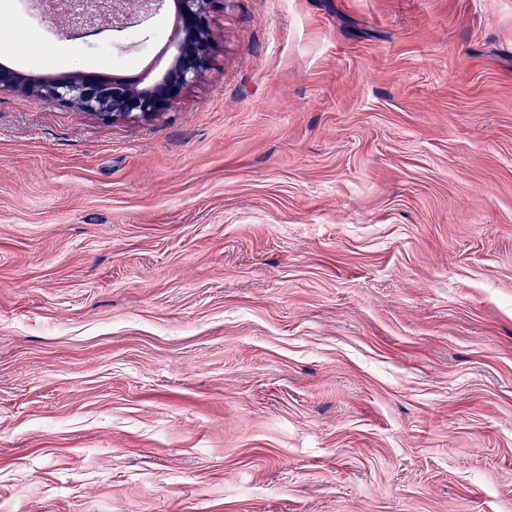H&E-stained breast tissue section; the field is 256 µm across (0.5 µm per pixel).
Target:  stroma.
Wrapping results in <instances>:
<instances>
[{
    "instance_id": "obj_1",
    "label": "stroma",
    "mask_w": 512,
    "mask_h": 512,
    "mask_svg": "<svg viewBox=\"0 0 512 512\" xmlns=\"http://www.w3.org/2000/svg\"><path fill=\"white\" fill-rule=\"evenodd\" d=\"M174 9L0 62L147 87ZM135 122L0 92V512H512V0H224Z\"/></svg>"
}]
</instances>
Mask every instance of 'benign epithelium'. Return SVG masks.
Returning a JSON list of instances; mask_svg holds the SVG:
<instances>
[{
  "mask_svg": "<svg viewBox=\"0 0 512 512\" xmlns=\"http://www.w3.org/2000/svg\"><path fill=\"white\" fill-rule=\"evenodd\" d=\"M45 17L62 22L74 38L106 30L121 34L141 27L162 11L168 0H82L78 10L67 0H28ZM177 25L172 34L176 54L161 80L147 88L119 77L83 74L35 84L16 69L0 66V91L8 90L42 102L61 103L77 112L106 120L136 121L167 111L208 70L213 42L210 12L217 0H173Z\"/></svg>",
  "mask_w": 512,
  "mask_h": 512,
  "instance_id": "benign-epithelium-1",
  "label": "benign epithelium"
}]
</instances>
